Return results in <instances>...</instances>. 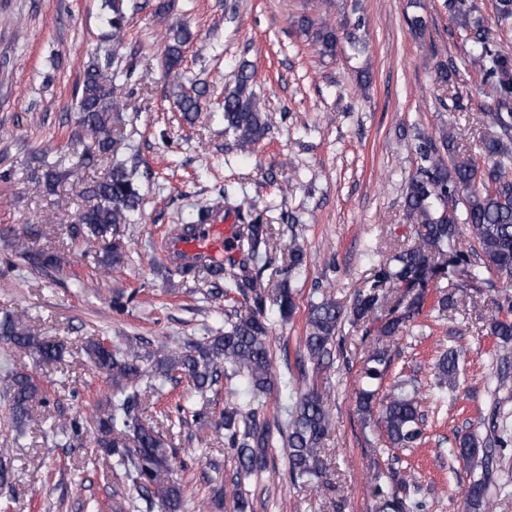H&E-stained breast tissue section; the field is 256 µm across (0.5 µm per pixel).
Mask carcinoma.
<instances>
[{
  "instance_id": "carcinoma-1",
  "label": "carcinoma",
  "mask_w": 512,
  "mask_h": 512,
  "mask_svg": "<svg viewBox=\"0 0 512 512\" xmlns=\"http://www.w3.org/2000/svg\"><path fill=\"white\" fill-rule=\"evenodd\" d=\"M445 6L459 35L470 44L469 65L480 73L490 90L489 116L495 131L482 138L480 144V154L487 164L481 166L471 158L464 161L455 157L456 135L452 125L442 128L435 137L417 134V169L408 179L404 196L406 211L418 226L417 242L377 266L350 307L341 306L328 295L309 305L301 343L309 360L316 365L333 357L344 320L357 323L379 319L386 300L384 287L388 284L423 288L429 272L442 275L453 262L458 265L474 262L502 287L512 288V51L492 37L476 15V8L466 0H446ZM494 10L500 27L512 25V0H495ZM297 25L312 35L323 57L336 55L341 37L352 46L362 43L359 20L336 27L326 21L317 24L302 15ZM191 39L192 33L185 26L169 30L165 53L168 72L181 66L184 48ZM111 66L110 57L103 64L90 62L76 89L79 119L72 136L89 140L90 147L65 174L47 171L41 177L36 174L30 177L33 189L47 194L55 192L59 181L72 177L80 184L83 197L93 201L67 227V235L74 241L89 235L103 239L118 232L120 225L130 223L139 205L138 190L124 165L110 164L107 174L96 180L87 181L81 175L96 158L112 161L113 113L122 111L124 104L112 96L107 74ZM252 82L253 73L244 65L237 71L233 89L224 95L225 132L242 151L264 140L271 129L266 107L253 92ZM204 94L205 88L197 86L178 91L177 106L186 122L191 124L196 119ZM465 236L475 245L469 255L456 248L458 240ZM238 237L241 254L257 267V272L238 273L234 264L228 268L204 265L179 269L183 275L206 274L212 294L241 296L245 311L230 316L224 335L192 341L176 349L161 347L144 354L139 352V342L131 340L123 351L104 345L99 338L89 341L85 348L94 366L108 374L120 398L81 423L59 426L58 432L64 436L87 430L95 432L98 446L112 455V471L131 481L143 498L150 497L149 482L169 469L170 459L160 433L143 423L139 416V407L146 399L141 380L148 376L165 384L185 377L202 395L232 376L244 377L259 393H270L278 387L279 376L273 371L265 315L267 297L262 285V272L273 244L272 225L262 223L256 216L239 225ZM448 256L453 262L446 261ZM27 260L40 269H54L62 264V258L53 251L29 254ZM120 261L121 257L112 248L105 249L94 257L88 278H96L100 270L110 269ZM275 304L284 319L297 312L286 279ZM420 308L421 301L414 299L400 310L393 309V316L378 329L377 343L402 331L419 314ZM490 331L502 343H512V317H495ZM0 337L43 363L56 361L63 354L60 344L32 334L8 314L0 318ZM386 364V353L378 347L364 368L356 403L366 418L373 415L377 396L374 385L383 378ZM434 369L439 384L457 386L458 363L454 352L443 354ZM40 392L30 374L16 371L6 376L5 394L15 427L20 429L31 419V405ZM377 423L393 448H413L422 441L423 414L419 401L403 390L398 392L393 388L384 397ZM330 426V413L315 388L299 395L289 421L283 426L276 425L274 430L269 423L258 421L256 412L242 413L235 408L224 409L215 421V429L224 430V446L236 456L238 476L263 473L269 448L273 447V431H284L289 480L313 481L320 492L328 487V482L323 480L321 450ZM491 452L492 449L480 447L476 439L465 435L459 440L456 458L468 468L487 469ZM181 498L180 486L167 487L161 512H178ZM465 500L468 512H491L486 479L471 482Z\"/></svg>"
}]
</instances>
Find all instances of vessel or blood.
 Segmentation results:
<instances>
[{
  "instance_id": "vessel-or-blood-1",
  "label": "vessel or blood",
  "mask_w": 512,
  "mask_h": 512,
  "mask_svg": "<svg viewBox=\"0 0 512 512\" xmlns=\"http://www.w3.org/2000/svg\"><path fill=\"white\" fill-rule=\"evenodd\" d=\"M240 255L237 227L228 220L176 229L163 246L166 261L186 267L235 261Z\"/></svg>"
}]
</instances>
